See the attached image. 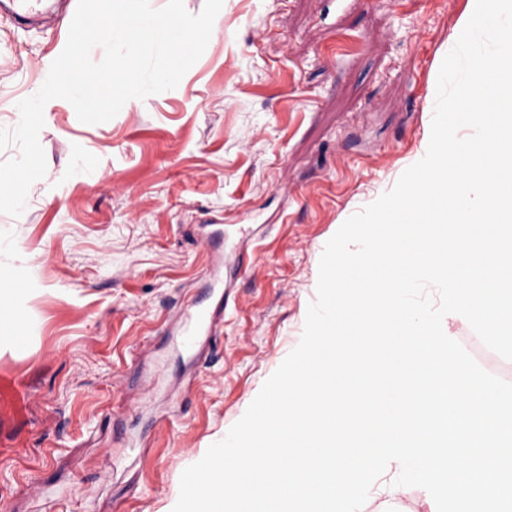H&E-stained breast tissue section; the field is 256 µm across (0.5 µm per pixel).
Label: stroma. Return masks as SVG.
Instances as JSON below:
<instances>
[{
    "label": "stroma",
    "instance_id": "1",
    "mask_svg": "<svg viewBox=\"0 0 512 512\" xmlns=\"http://www.w3.org/2000/svg\"><path fill=\"white\" fill-rule=\"evenodd\" d=\"M78 0L0 5V128L44 83ZM474 0H224L175 89L81 123L50 100L47 170L0 213V292L26 280L25 386L0 512H162L298 345L327 241L418 162ZM216 316L193 353L188 310ZM390 463L362 512H437Z\"/></svg>",
    "mask_w": 512,
    "mask_h": 512
}]
</instances>
